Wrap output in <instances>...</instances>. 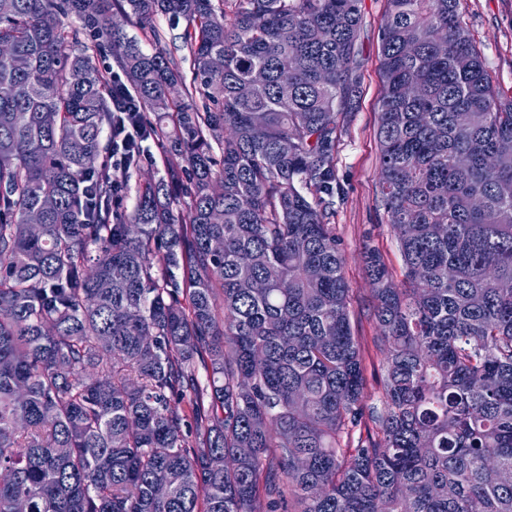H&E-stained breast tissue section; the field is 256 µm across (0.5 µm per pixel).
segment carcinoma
<instances>
[{"mask_svg": "<svg viewBox=\"0 0 512 512\" xmlns=\"http://www.w3.org/2000/svg\"><path fill=\"white\" fill-rule=\"evenodd\" d=\"M115 12L185 19L211 105L172 97L179 62L103 25ZM361 24V0H13L0 16V512H512V99L460 0H386L376 184L403 279L366 251L370 411L329 222ZM118 45L162 150L129 212L112 197L138 146L116 178L112 72L88 53ZM185 391L192 442L171 406Z\"/></svg>", "mask_w": 512, "mask_h": 512, "instance_id": "obj_1", "label": "carcinoma"}]
</instances>
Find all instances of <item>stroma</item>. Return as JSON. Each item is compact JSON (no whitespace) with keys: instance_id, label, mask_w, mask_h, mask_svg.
Wrapping results in <instances>:
<instances>
[{"instance_id":"stroma-1","label":"stroma","mask_w":512,"mask_h":512,"mask_svg":"<svg viewBox=\"0 0 512 512\" xmlns=\"http://www.w3.org/2000/svg\"><path fill=\"white\" fill-rule=\"evenodd\" d=\"M386 9L385 0H362L363 32L360 54L364 82L357 107L344 125L336 153V167L343 187L336 201L332 222L346 258L345 276L353 289L351 324L355 335L368 339L365 355L364 400L367 406L382 409L380 356L371 341L380 330L370 317L373 305L371 285L363 261L365 247L377 248L394 274H401L403 262L393 230L386 224L379 203L376 174L379 144L376 138L378 102L382 93L379 73V27ZM460 10L471 37L486 59L494 88L501 96L512 97V0H461ZM153 25L162 39L154 41L139 26L128 25L129 35L138 37L146 52L164 49L181 58L183 87L192 88L193 70L180 29L171 28L165 16L154 17Z\"/></svg>"}]
</instances>
